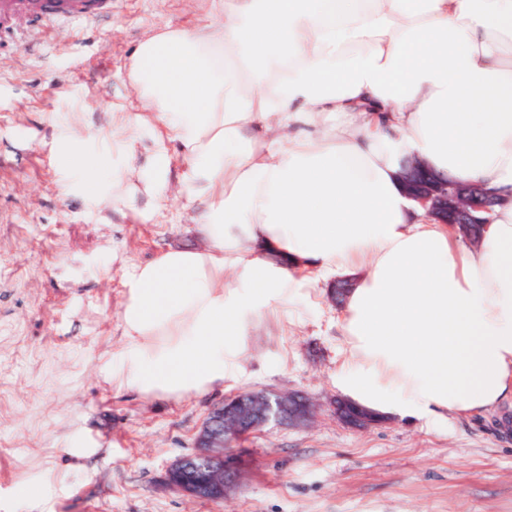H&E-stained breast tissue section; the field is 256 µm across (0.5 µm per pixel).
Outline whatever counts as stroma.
I'll return each instance as SVG.
<instances>
[{
  "label": "stroma",
  "mask_w": 512,
  "mask_h": 512,
  "mask_svg": "<svg viewBox=\"0 0 512 512\" xmlns=\"http://www.w3.org/2000/svg\"><path fill=\"white\" fill-rule=\"evenodd\" d=\"M211 0H112L102 30L53 23L32 49L0 40V512H512V435L493 417L425 430L392 419L353 429L329 405L338 362L336 307L303 289L292 315L260 323L244 375L180 400L117 389L99 371L121 341V270L190 241L193 207L176 195L100 221L60 191L55 125L103 123L128 104L124 65L157 27L208 20ZM302 393L299 427L243 437L246 474L220 502L165 482L193 452L212 407L243 391ZM80 438L90 456L68 447ZM35 485L51 493L35 505Z\"/></svg>",
  "instance_id": "1"
}]
</instances>
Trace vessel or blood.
I'll list each match as a JSON object with an SVG mask.
<instances>
[{
  "label": "vessel or blood",
  "mask_w": 512,
  "mask_h": 512,
  "mask_svg": "<svg viewBox=\"0 0 512 512\" xmlns=\"http://www.w3.org/2000/svg\"><path fill=\"white\" fill-rule=\"evenodd\" d=\"M112 15V0H0V20L26 19L30 37L42 39L44 20L75 27L96 25Z\"/></svg>",
  "instance_id": "obj_1"
}]
</instances>
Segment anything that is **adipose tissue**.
<instances>
[{
    "label": "adipose tissue",
    "mask_w": 512,
    "mask_h": 512,
    "mask_svg": "<svg viewBox=\"0 0 512 512\" xmlns=\"http://www.w3.org/2000/svg\"><path fill=\"white\" fill-rule=\"evenodd\" d=\"M125 67L136 100L56 135L98 214L202 209L198 242L123 265L107 377L178 400L233 380L248 331L352 278L337 391L433 430L512 401V0H213ZM153 134L146 165L137 162ZM187 168L173 175L171 151ZM502 198L470 242L405 194V161Z\"/></svg>",
    "instance_id": "obj_1"
}]
</instances>
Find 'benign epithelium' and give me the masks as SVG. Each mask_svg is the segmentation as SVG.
<instances>
[{"instance_id": "obj_1", "label": "benign epithelium", "mask_w": 512, "mask_h": 512, "mask_svg": "<svg viewBox=\"0 0 512 512\" xmlns=\"http://www.w3.org/2000/svg\"><path fill=\"white\" fill-rule=\"evenodd\" d=\"M403 180L407 196L423 207L428 216L456 226L466 236L471 226L490 222L489 214L496 200L477 184L449 182L417 163L404 169ZM342 403L340 398L334 400V413L347 426L366 428L384 422L377 414L354 407L347 417L341 410ZM314 412L315 405L306 396L263 391L234 394L211 409L202 423L196 450L170 464L166 482L195 500H222L243 475V450L232 447L236 440L272 421L304 425Z\"/></svg>"}]
</instances>
